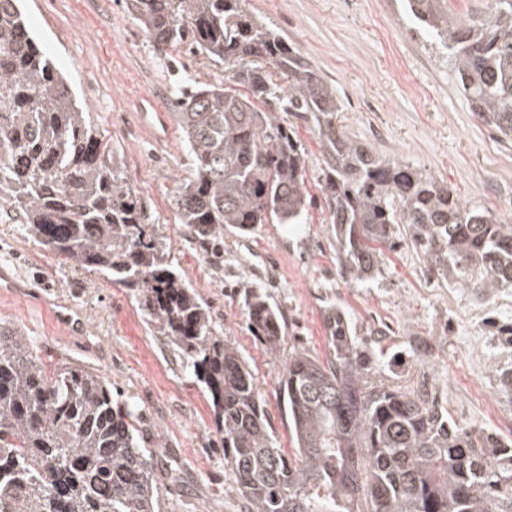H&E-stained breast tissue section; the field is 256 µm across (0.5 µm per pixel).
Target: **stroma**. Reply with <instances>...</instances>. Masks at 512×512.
<instances>
[{
	"instance_id": "1",
	"label": "stroma",
	"mask_w": 512,
	"mask_h": 512,
	"mask_svg": "<svg viewBox=\"0 0 512 512\" xmlns=\"http://www.w3.org/2000/svg\"><path fill=\"white\" fill-rule=\"evenodd\" d=\"M23 7L71 91L111 137L174 268L209 304L219 335L253 373L280 448H295L278 393L282 365L295 350L330 357L325 311L333 304L381 352L371 376L376 385L426 388L460 425L512 436V397L498 380L512 364V348L488 326L489 318H512V288L485 301L450 287L406 241L384 251L374 281L341 278L321 186L323 158L302 123L294 131L306 151L305 222L259 224L245 236L225 230L224 267L216 269L173 203L177 182L191 170L181 133L173 124L155 140L141 115L168 108L181 82H223V64L187 42L157 52L125 0H24ZM248 7L335 86L351 138L512 224V145L475 117L447 52L407 16L402 0H249ZM0 267L13 279L0 288L1 326L25 336L46 367L82 365L103 375L113 395L138 403L144 435L156 446L158 512H241L209 399L130 290L61 262L2 208ZM255 283L284 314L274 351L247 325L243 295ZM67 315L77 331L67 332ZM376 327L386 329L383 339L372 336Z\"/></svg>"
}]
</instances>
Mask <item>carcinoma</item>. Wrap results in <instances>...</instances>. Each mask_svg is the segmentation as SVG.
Returning <instances> with one entry per match:
<instances>
[{
  "label": "carcinoma",
  "instance_id": "1",
  "mask_svg": "<svg viewBox=\"0 0 512 512\" xmlns=\"http://www.w3.org/2000/svg\"><path fill=\"white\" fill-rule=\"evenodd\" d=\"M403 2L454 59L476 118L512 143V0H486L463 20L448 0ZM126 4L155 50L189 34L224 63L230 86L195 81L173 94L192 161L174 204L180 223L211 244L212 261H224L226 226L244 235L303 223L306 153L281 121L286 112L317 133L341 277L374 279L404 224L450 286L483 299L512 288V224L349 137L336 89L247 0ZM0 200L60 260L130 289L180 351L211 398L244 512H512V439L452 421L421 391L369 383L373 361L335 307L326 316L332 355L295 351L284 363L278 390L296 448L277 447L251 371L166 261L112 142L33 39L17 0H0ZM244 306L254 335L277 348L280 313L268 296L253 287ZM489 324L512 347V320ZM138 420L102 375L48 369L22 335L1 328L0 512H156L154 449Z\"/></svg>",
  "mask_w": 512,
  "mask_h": 512
}]
</instances>
